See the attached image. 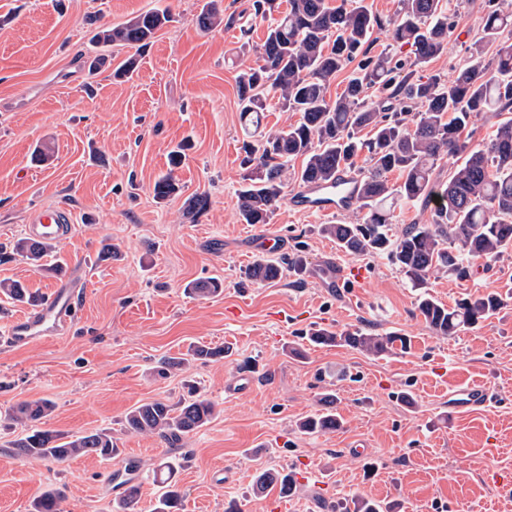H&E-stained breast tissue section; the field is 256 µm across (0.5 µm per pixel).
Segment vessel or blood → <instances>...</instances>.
<instances>
[{"label":"vessel or blood","mask_w":512,"mask_h":512,"mask_svg":"<svg viewBox=\"0 0 512 512\" xmlns=\"http://www.w3.org/2000/svg\"><path fill=\"white\" fill-rule=\"evenodd\" d=\"M357 195V177L340 172L335 183L309 184L290 194L287 203L299 215L330 217L347 211ZM70 211L62 204H46L33 210L25 231L32 239L43 243H57L68 235ZM77 289L74 282L61 283L52 294L28 313L12 320L5 332L11 345L20 347L48 338L55 326L72 318L75 312ZM493 400L484 386L470 385L448 397V409L459 413L474 412L487 407Z\"/></svg>","instance_id":"1"}]
</instances>
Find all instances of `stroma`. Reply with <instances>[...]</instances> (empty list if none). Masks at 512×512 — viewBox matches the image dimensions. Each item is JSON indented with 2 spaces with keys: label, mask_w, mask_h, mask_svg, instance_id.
I'll list each match as a JSON object with an SVG mask.
<instances>
[{
  "label": "stroma",
  "mask_w": 512,
  "mask_h": 512,
  "mask_svg": "<svg viewBox=\"0 0 512 512\" xmlns=\"http://www.w3.org/2000/svg\"><path fill=\"white\" fill-rule=\"evenodd\" d=\"M206 0H0V244L22 237L39 205L58 202L74 217L51 261L60 275L36 271L20 256L0 258V280L46 294L61 278L80 290L79 313L66 334L17 348L0 314V512H30L45 489H62L65 512H116L123 492L110 476L136 462L137 512H153L159 486L147 472L174 466L181 512H279L278 488L255 494L260 469L295 472L294 512H336L342 498L397 501L402 512H512V251L494 262L473 260L476 276L431 273L428 293L451 306L474 293L496 292L504 306L479 325L444 337L417 310L421 293L379 255H351L321 232V219L287 204L269 223L244 224L238 190L244 138L235 78L253 61L239 51L241 29L259 44L266 22L250 20L251 0H217L235 24L201 32L195 17ZM457 29L447 50L419 73L451 78L480 32L484 0H447ZM172 20L144 51L113 48L116 61L137 56L132 76L92 69L105 49L93 40L92 17L118 25L155 7ZM190 141L184 163L169 153ZM49 159L32 162L35 148ZM173 172L180 195L164 201L155 180ZM207 194L202 214L188 212ZM280 253L304 258L302 273L273 282L246 272L265 234ZM119 259L101 256L104 245ZM365 268L363 281L337 287L329 265ZM221 278L220 294H187L188 283ZM325 328L362 330L410 340L408 352L372 356L346 346H316L306 335ZM232 345L231 356L195 361L166 378L168 356ZM214 402L215 418L175 445L132 434L124 417L150 400L177 403L185 382ZM481 383L496 394L490 407L452 416L449 393ZM409 393L412 404L401 401ZM336 398L338 430L306 434L299 423ZM54 404L46 429L65 435L106 431L118 453L82 456L26 469L10 441L18 428L5 414L23 401Z\"/></svg>",
  "instance_id": "1"
}]
</instances>
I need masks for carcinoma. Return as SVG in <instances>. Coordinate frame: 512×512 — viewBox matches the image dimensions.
Returning a JSON list of instances; mask_svg holds the SVG:
<instances>
[{
    "instance_id": "cac0c4a2",
    "label": "carcinoma",
    "mask_w": 512,
    "mask_h": 512,
    "mask_svg": "<svg viewBox=\"0 0 512 512\" xmlns=\"http://www.w3.org/2000/svg\"><path fill=\"white\" fill-rule=\"evenodd\" d=\"M253 0L254 18L274 19L264 41H245L242 53L255 56L254 64L239 70L236 89L241 118L258 125L266 95L278 94L282 108L300 114L299 120L257 142L243 143L247 170L238 190V212L244 224H267L285 199L288 163L302 159L293 179L301 185L336 183V175L353 171L356 159L366 153L367 172L359 175L357 208L365 212L356 224H325L321 232L351 254L384 255L397 265L410 282L422 287L435 270L446 269L459 279L470 276V260L492 261L512 249V117L497 124L492 134L478 143L462 137L473 119L485 112L503 114L512 110V11L501 0H485L481 33L469 56L456 68L451 80L439 75L423 77L417 69L441 55L456 28L455 16L442 0H399L395 18L384 21L362 0ZM169 10L151 8L117 26H102L94 35L104 47L123 44L143 47L170 22ZM233 24L214 7H204L196 17L197 27L212 31ZM388 29L399 47H410V55L371 53L375 30ZM356 64L355 75L335 99L327 97L338 73ZM378 87L385 102L367 100L368 90ZM369 130L370 137L362 135ZM188 143L170 154V170L154 183L158 200L179 193L174 176ZM465 155L446 181L434 179L438 163L446 156ZM398 173L392 183L389 174ZM422 202L430 209L427 224H411L396 239L389 237L395 208ZM14 251L39 267L52 249L20 238ZM296 273L304 260L261 257L248 269L253 281L268 282L281 277L283 269ZM187 290L209 296L223 290L217 280L190 284ZM0 293L12 301L35 305L41 296L19 280L0 281ZM503 301L494 293L473 294L448 307L429 294H422L417 310L425 323L440 336H453L494 314ZM316 344L346 345L375 356L395 350L404 352L409 343L403 336L374 335L360 330L340 336L317 330L310 336ZM333 397L324 398V411L306 417L300 424L310 434L333 432L339 427L332 412ZM54 405L48 399L22 402L9 418L24 434L12 442L14 455L30 461L62 464L72 458L95 455L110 458L116 451L112 436L104 431L72 435L69 439L35 424L46 418ZM215 405L188 392L171 405L153 400L133 407L125 417L126 429L137 434H156L178 441L211 422ZM118 504L119 512H130L140 498L141 484L128 479ZM277 484L284 494L293 489L289 473L263 468L256 489ZM154 512H180L181 492L162 486ZM64 494L58 488L44 490L32 503V512H63ZM342 512H392L382 502L358 500L354 508L341 505Z\"/></svg>"
}]
</instances>
